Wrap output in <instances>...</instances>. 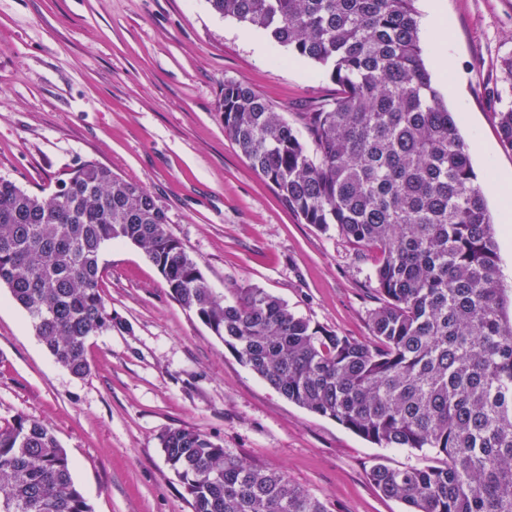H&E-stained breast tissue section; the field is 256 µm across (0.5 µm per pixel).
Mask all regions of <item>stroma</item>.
<instances>
[{"instance_id":"1","label":"stroma","mask_w":512,"mask_h":512,"mask_svg":"<svg viewBox=\"0 0 512 512\" xmlns=\"http://www.w3.org/2000/svg\"><path fill=\"white\" fill-rule=\"evenodd\" d=\"M446 35L422 29L426 59L471 148L478 179L512 177L496 114L512 105L500 62L512 54V0H441ZM260 30L215 14L208 0H0V176L53 192L90 160L146 188L215 294L250 286L311 323L371 338L376 254L304 223L224 133L227 82L261 93L291 124L339 91L328 70ZM497 222L504 287L512 286V223ZM102 296L116 325L90 337L82 379L55 363L27 312L0 287V425L25 416L50 428L92 512H191L167 463L168 430L201 432L244 462L283 471L329 512H405L370 481L375 461L423 466L424 453L381 448L288 401L175 301L141 249L104 247Z\"/></svg>"}]
</instances>
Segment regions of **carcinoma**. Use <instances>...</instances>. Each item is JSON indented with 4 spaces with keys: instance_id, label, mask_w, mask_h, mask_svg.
Here are the masks:
<instances>
[{
    "instance_id": "1",
    "label": "carcinoma",
    "mask_w": 512,
    "mask_h": 512,
    "mask_svg": "<svg viewBox=\"0 0 512 512\" xmlns=\"http://www.w3.org/2000/svg\"><path fill=\"white\" fill-rule=\"evenodd\" d=\"M208 3L330 68L340 87L299 130L245 83H224L218 109L225 135L289 210L377 253L373 340L314 325L260 288L224 303L155 197L94 161L49 195L0 177V286L55 361L83 378L88 338L112 329L101 252L131 243L171 297L283 397L381 448L443 458L370 468L407 512H512V295L470 146L432 86L413 0ZM498 124L512 151V107ZM161 444L191 512H329L282 472L202 433L171 429ZM0 512H92L39 421L0 426Z\"/></svg>"
}]
</instances>
